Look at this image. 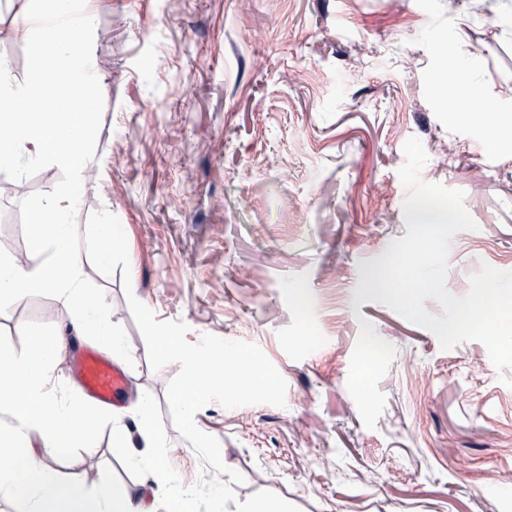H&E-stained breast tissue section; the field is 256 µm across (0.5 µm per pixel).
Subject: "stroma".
<instances>
[{"label": "stroma", "instance_id": "stroma-1", "mask_svg": "<svg viewBox=\"0 0 512 512\" xmlns=\"http://www.w3.org/2000/svg\"><path fill=\"white\" fill-rule=\"evenodd\" d=\"M97 0L101 64L93 135L101 165L81 217L105 208L128 241L135 296L157 320H183L189 342L212 334L259 346L287 382L285 407L210 403L196 425L245 481L237 501L272 491L300 512H512V386L486 348L442 349L391 308L358 303L368 266L407 233L403 145L419 138L424 182L465 194L476 227L451 241L446 286L469 290L481 264L512 271V137L447 112L452 66L470 71L499 117H512V0ZM28 0H0V53L18 83L30 43L8 39ZM447 40V55L435 45ZM385 180L386 194L374 189ZM66 171L47 164L0 203V254H29L28 213ZM112 328L133 350L115 423L92 449L45 448L64 481L108 480L163 500L127 464L136 402L153 403L157 437L178 447L184 485L201 460L176 429L167 382L153 370L121 272L85 268ZM15 350L65 334V391L90 337L69 333L54 295L0 309Z\"/></svg>", "mask_w": 512, "mask_h": 512}]
</instances>
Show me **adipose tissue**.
<instances>
[{
  "mask_svg": "<svg viewBox=\"0 0 512 512\" xmlns=\"http://www.w3.org/2000/svg\"><path fill=\"white\" fill-rule=\"evenodd\" d=\"M96 0H30L27 13L14 26L16 38L34 47L35 66L29 82H12L6 57H0V110L26 100L31 110L10 119L12 139L0 144V167L23 177L28 169L51 163L66 169L70 182L57 197L34 204L44 220L31 225L35 250L45 253L40 265L22 264L0 257V304L21 301L37 291L52 292L67 318L88 330L117 361L131 353L113 329L104 295L90 291L80 257L71 247V231L79 215L77 189L94 178V160L89 156V131L95 123L96 105L84 112L68 110L75 93L91 94L101 66L93 51L74 59L62 31V20H71L83 34H90ZM63 347L59 342L32 337L28 351L18 354L8 337L0 336V407L8 418L0 423V453L10 463L0 468V495L25 503L27 512H153L146 501H134L126 490L108 483L95 490L60 481L44 465L43 448H90L95 426L110 413L102 407L70 396L59 386L57 370ZM153 406L138 404L137 445L129 465L143 480L175 486L167 499L166 512H192L193 501L171 466L175 451L162 447L153 430Z\"/></svg>",
  "mask_w": 512,
  "mask_h": 512,
  "instance_id": "obj_1",
  "label": "adipose tissue"
}]
</instances>
